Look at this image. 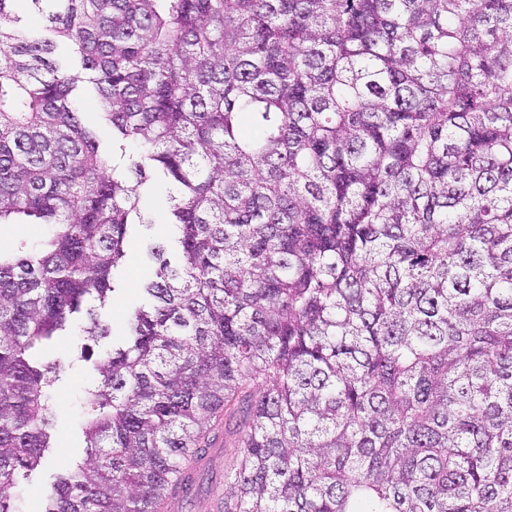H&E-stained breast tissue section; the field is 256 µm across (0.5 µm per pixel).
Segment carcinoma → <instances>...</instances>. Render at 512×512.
Masks as SVG:
<instances>
[{
  "instance_id": "obj_1",
  "label": "carcinoma",
  "mask_w": 512,
  "mask_h": 512,
  "mask_svg": "<svg viewBox=\"0 0 512 512\" xmlns=\"http://www.w3.org/2000/svg\"><path fill=\"white\" fill-rule=\"evenodd\" d=\"M157 181L39 512H164L221 421L224 512H512V0H0V512ZM139 238L138 231L131 232L132 244L127 250V258L119 276L121 285L104 308L97 307L99 317L110 324L114 336L101 339L96 345L91 341H86L82 332L86 325V318L83 316L76 322L73 335L60 338L57 346L47 354L49 358H59L63 362V369L59 373V377L53 381L50 387L59 402L52 434L57 448H64L66 457H70L72 460L81 461L86 456L85 443L79 430V424L87 403L86 391L94 375L92 362L81 360L75 347L89 343L96 356L98 353L112 349V342L115 343L120 338L125 311L139 300L142 284L152 275V270L141 261L137 245Z\"/></svg>"
}]
</instances>
